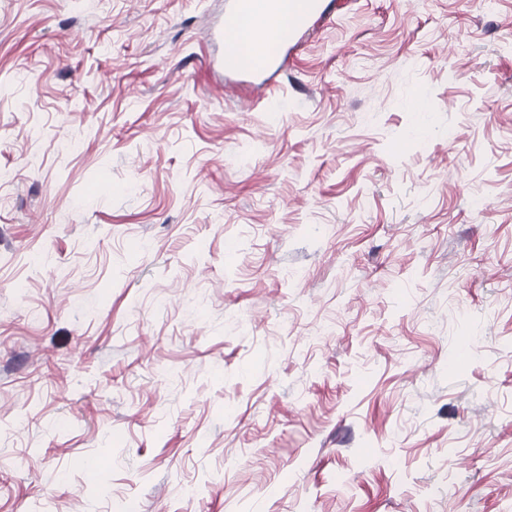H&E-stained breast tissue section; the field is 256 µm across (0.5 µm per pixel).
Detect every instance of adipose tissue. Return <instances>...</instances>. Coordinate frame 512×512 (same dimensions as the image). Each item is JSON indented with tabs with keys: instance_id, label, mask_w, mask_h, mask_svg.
<instances>
[{
	"instance_id": "obj_1",
	"label": "adipose tissue",
	"mask_w": 512,
	"mask_h": 512,
	"mask_svg": "<svg viewBox=\"0 0 512 512\" xmlns=\"http://www.w3.org/2000/svg\"><path fill=\"white\" fill-rule=\"evenodd\" d=\"M288 21L287 11H272L268 0H250L248 14L236 22L234 33L240 41V61L259 64L263 49L269 48Z\"/></svg>"
}]
</instances>
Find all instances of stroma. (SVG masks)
<instances>
[{"label":"stroma","instance_id":"35a3bbf8","mask_svg":"<svg viewBox=\"0 0 512 512\" xmlns=\"http://www.w3.org/2000/svg\"><path fill=\"white\" fill-rule=\"evenodd\" d=\"M320 3L0 0V512H512V0ZM246 0H229L224 12V25L210 32L211 37L224 41V58L222 66L225 71L239 73L242 68L237 60L231 29L234 21L243 14ZM309 8L306 12L288 18V4L294 9H301L304 0H285L286 8L283 11L274 12L268 8V0H250L248 14L237 21L234 26L235 36L240 40V61L244 65H257L264 58L271 44L277 42L288 46V41L302 31L308 30L313 25V18L317 10L318 0H309ZM256 33L263 35L261 41H256ZM260 45L262 52L254 48Z\"/></svg>","mask_w":512,"mask_h":512}]
</instances>
